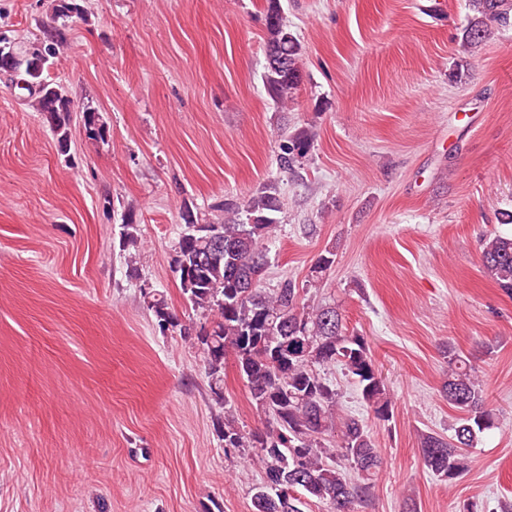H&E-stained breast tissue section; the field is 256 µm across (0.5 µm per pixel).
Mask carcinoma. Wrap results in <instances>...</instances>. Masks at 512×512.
I'll use <instances>...</instances> for the list:
<instances>
[{
    "mask_svg": "<svg viewBox=\"0 0 512 512\" xmlns=\"http://www.w3.org/2000/svg\"><path fill=\"white\" fill-rule=\"evenodd\" d=\"M266 70L269 97L285 108L303 81L302 45L281 12L279 0H266ZM470 14L462 43L483 42L492 28L512 26V0H468ZM55 18L86 20L80 0H56ZM67 24L41 25V47L27 52L16 84L28 91L29 107L44 116L59 147L67 150L73 117L80 118L87 138L103 140L108 128L100 113L81 107L63 88L44 76V64L69 44ZM307 132L288 138L281 165L290 169L306 158ZM282 209L277 186L261 188L247 200L224 199V221H208L191 210L182 213L184 229L174 249L172 269L180 291L197 318L184 321L163 294L152 289L147 308L163 334L195 336L204 373L217 405L215 418L224 452H238L259 464L260 482L253 487L252 512H303L310 499L328 512H356L370 501L372 481L384 460L367 423L340 413L336 384L325 370L341 365L354 380L373 418L392 419V402L367 339L343 324L336 304L315 303L307 288L285 279L275 288L262 286L268 255L266 241ZM128 276L138 277L140 238L128 217L121 238ZM484 273L512 295V235L490 233L481 239ZM335 262L328 249L311 265L308 288L317 287ZM448 372L440 396L459 416L451 436H419L424 465L453 486L468 470L467 449L497 427L478 371L463 353L445 351ZM233 360L260 416L261 426L245 429L224 394V365Z\"/></svg>",
    "mask_w": 512,
    "mask_h": 512,
    "instance_id": "carcinoma-1",
    "label": "carcinoma"
}]
</instances>
